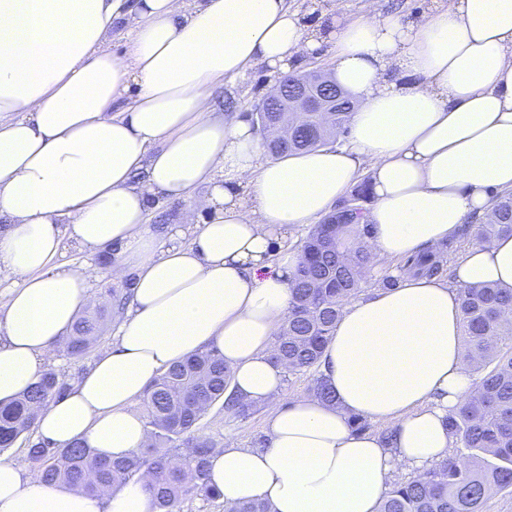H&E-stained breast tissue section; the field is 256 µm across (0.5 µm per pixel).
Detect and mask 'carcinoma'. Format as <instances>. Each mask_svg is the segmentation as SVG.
Here are the masks:
<instances>
[{
	"label": "carcinoma",
	"instance_id": "cac0c4a2",
	"mask_svg": "<svg viewBox=\"0 0 512 512\" xmlns=\"http://www.w3.org/2000/svg\"><path fill=\"white\" fill-rule=\"evenodd\" d=\"M330 144L312 119L285 147L283 155ZM366 209L342 206L314 225L301 247V260L290 276L292 304L277 336L276 360L291 374L318 364L342 306L359 292L366 271L376 265L363 244L369 235ZM512 233V194L493 200L489 220L478 225L481 243ZM446 252L412 256L403 271L441 275ZM512 290L485 285L462 289L464 360L476 374L474 389L460 408L446 418L449 431L465 452L444 459L422 474L397 483L387 492L380 512H484L490 495L512 489ZM105 308L81 316L64 340L68 355H86L99 339ZM230 372L215 349L197 352L170 366L147 389L144 417L150 428L147 447L110 459L76 441L65 447L38 442L28 448V461L50 485L80 488L95 494L120 487L144 475L153 512H182L187 499L211 502L220 498L208 477L213 441L199 433L205 412L223 400L224 407L246 419L256 407L237 397L224 398ZM66 391L59 375L45 370L17 399L0 404V451L12 447L35 429L37 413L49 399Z\"/></svg>",
	"mask_w": 512,
	"mask_h": 512
}]
</instances>
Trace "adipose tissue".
I'll use <instances>...</instances> for the list:
<instances>
[{
    "instance_id": "1",
    "label": "adipose tissue",
    "mask_w": 512,
    "mask_h": 512,
    "mask_svg": "<svg viewBox=\"0 0 512 512\" xmlns=\"http://www.w3.org/2000/svg\"><path fill=\"white\" fill-rule=\"evenodd\" d=\"M127 22V53L112 27ZM359 105L344 146L264 156L253 121L223 116L214 94L253 66L285 74L324 43ZM369 171L366 245L389 261L435 251L512 191V0H431L414 21L364 14L329 31L288 0H0V402L41 374L87 308L108 304L61 262L120 247L113 280L134 271L116 341L38 435L108 457L145 448L137 406L169 366L216 348L244 402L272 403L274 357L299 261L287 239L328 214ZM188 201V240L164 246L152 200ZM512 289V235L466 246L446 275L401 273L397 287L349 301L319 360L335 404L273 410L259 448L227 440L209 458L225 507L379 512L393 472L454 453L445 425L471 391L461 346L462 289ZM392 422V437L351 419ZM148 478L97 496L51 486L0 459V512H152Z\"/></svg>"
}]
</instances>
